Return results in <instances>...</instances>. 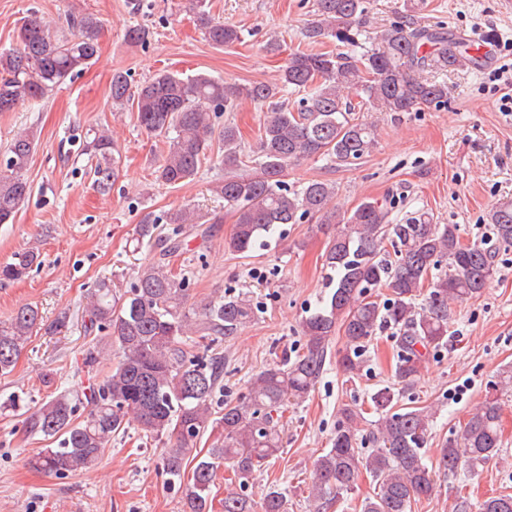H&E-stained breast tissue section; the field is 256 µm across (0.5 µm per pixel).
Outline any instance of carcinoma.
I'll list each match as a JSON object with an SVG mask.
<instances>
[{"label":"carcinoma","mask_w":512,"mask_h":512,"mask_svg":"<svg viewBox=\"0 0 512 512\" xmlns=\"http://www.w3.org/2000/svg\"><path fill=\"white\" fill-rule=\"evenodd\" d=\"M366 0H316L315 19L304 38L319 43L332 38L347 51L295 50L275 83H229L207 75L181 78L160 73L134 87L123 71L112 73V105H135L137 122L148 134L165 139L166 154L157 168L161 182L175 186L197 174L212 151L216 119L240 101L259 106L288 87L300 98L265 113L258 156L242 154L238 130L226 125L219 132L221 162L226 166L252 164L245 176H226L212 191L234 212L235 224L225 247L249 253L262 249L280 226L308 219L334 226L324 253L332 291L321 305L300 321L303 352L283 358L249 380L246 391L224 404V413L211 419L209 401L224 375V353L216 343L230 338L257 317L259 308L244 292L230 291L210 300L201 311L187 309L183 300L187 278L172 272L170 257L182 240L170 239L153 261L138 270L131 288L121 293L110 280H101L89 294L84 332L94 340L118 346L120 360L109 375L75 392L53 395L25 419L28 432L59 439V447L42 448L32 468L65 478L93 468L100 453L126 419L149 436L170 443L162 458L163 474L176 485L189 512H209V491L217 472L231 468L239 489L224 495V512H251L244 494L250 478L282 448L274 414L299 404L314 388L336 331L344 345L338 363L348 378L361 374L377 332L396 329L394 386L408 390L420 379L424 357L448 346L453 305L481 295L496 273L500 250L512 248V200L497 203L487 216L491 242L461 240L456 224H435L427 212H413L401 222L390 219L387 200L366 198L353 210L336 208V185L312 179L288 184V164L323 157L338 168L358 165L377 144V125L362 112H423L448 106V84L429 77L470 65L464 40L442 27L396 22L377 35L379 47L356 51ZM208 42L219 48L243 41L238 27L214 22L200 11ZM68 33L52 31L36 10L21 18L18 45L0 51V112L24 102H39L67 79L80 74L98 54L101 21L90 12H72ZM36 144L30 129L17 132L4 153L0 170V224L13 222L31 192L25 173ZM96 158L97 188L105 192L118 173L114 142L101 132L86 143ZM219 224L221 218L189 208L145 217L135 241L156 237L160 223ZM41 263L38 248L14 254L0 265V281H18ZM426 301L417 303L424 288ZM386 290L382 295L377 289ZM67 313L45 323L39 309L25 305L0 321V374L10 373L24 344L39 329L56 335L67 328ZM198 336L199 352L186 349V338ZM512 389V374L492 385L469 414L455 438L439 451L438 470L454 477L476 471L497 456L501 447V402L498 393ZM393 386L371 396L380 413L373 439L377 447L360 451L359 424L363 411L345 407L336 426L332 447L315 463L310 494L340 500L350 494L362 473L372 477L373 495L361 512H410L412 503L437 492L435 470L425 452L433 413L425 409H394ZM89 411L76 416L77 404ZM219 436L186 475L185 459L206 430ZM262 512H288L278 490L268 491ZM481 512H512V496L490 497Z\"/></svg>","instance_id":"carcinoma-1"}]
</instances>
